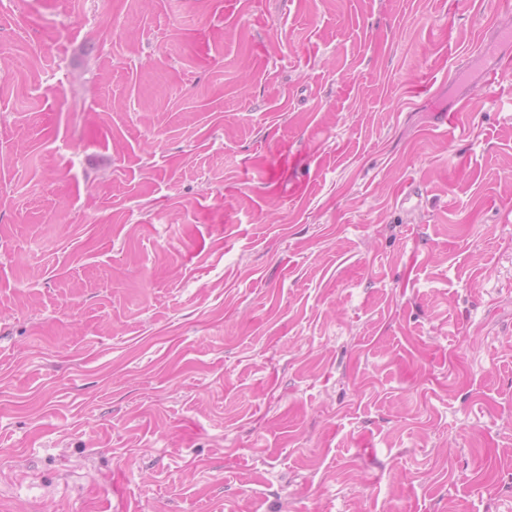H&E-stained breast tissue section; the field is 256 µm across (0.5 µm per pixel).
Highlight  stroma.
Here are the masks:
<instances>
[{
	"label": "stroma",
	"mask_w": 512,
	"mask_h": 512,
	"mask_svg": "<svg viewBox=\"0 0 512 512\" xmlns=\"http://www.w3.org/2000/svg\"><path fill=\"white\" fill-rule=\"evenodd\" d=\"M499 24L0 0V512H512Z\"/></svg>",
	"instance_id": "stroma-1"
}]
</instances>
